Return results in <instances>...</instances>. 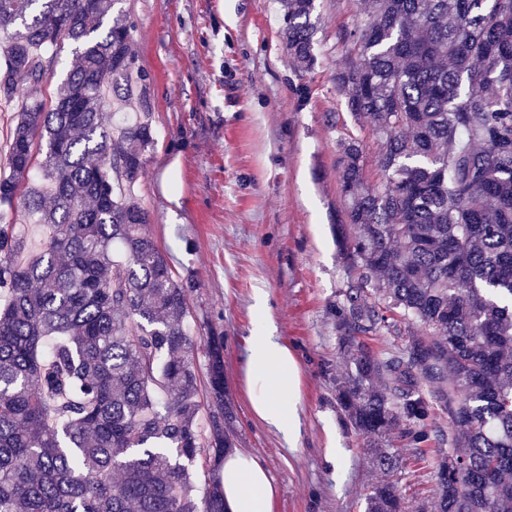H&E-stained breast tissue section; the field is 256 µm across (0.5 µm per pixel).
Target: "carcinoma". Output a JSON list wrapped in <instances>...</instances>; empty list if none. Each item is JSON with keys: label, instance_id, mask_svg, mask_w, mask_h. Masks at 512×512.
I'll return each instance as SVG.
<instances>
[{"label": "carcinoma", "instance_id": "1", "mask_svg": "<svg viewBox=\"0 0 512 512\" xmlns=\"http://www.w3.org/2000/svg\"><path fill=\"white\" fill-rule=\"evenodd\" d=\"M119 2L0 0V97H16L19 76L29 83L0 207L19 201L48 230L31 253L0 224V512H224V337L192 336V286L133 198L151 123L102 118L133 99L149 111ZM285 8L288 57L310 70L315 0ZM363 14L339 34L354 58L335 83L380 143L383 181L365 179L362 140L343 138L336 242L359 275L336 303L337 329L357 347L340 401L385 475L399 456L380 441L398 430L426 442L429 399L444 403L452 446L437 512H512V0H365ZM65 40L74 64L47 103L48 53ZM381 327L407 336L378 359L358 338ZM366 512H402L391 482Z\"/></svg>", "mask_w": 512, "mask_h": 512}]
</instances>
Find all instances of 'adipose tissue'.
<instances>
[{"label": "adipose tissue", "instance_id": "ef3b65f1", "mask_svg": "<svg viewBox=\"0 0 512 512\" xmlns=\"http://www.w3.org/2000/svg\"><path fill=\"white\" fill-rule=\"evenodd\" d=\"M254 311L258 332L251 338L246 364L252 410L259 420L290 439L297 433L296 413L288 403L296 386L297 363L274 334L265 297H257ZM221 476L224 512H274V484L255 457L235 449L226 451Z\"/></svg>", "mask_w": 512, "mask_h": 512}]
</instances>
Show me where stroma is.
<instances>
[{
  "label": "stroma",
  "instance_id": "obj_1",
  "mask_svg": "<svg viewBox=\"0 0 512 512\" xmlns=\"http://www.w3.org/2000/svg\"><path fill=\"white\" fill-rule=\"evenodd\" d=\"M284 0H122L148 76L155 144L134 189L175 278L191 279L193 335L224 338L228 428L277 489L275 512H365L379 477L338 401L353 368L336 303L355 272L332 227L345 219L340 140L361 138L377 184L379 146L357 126L334 76L349 57L338 40L363 0H315L318 63L294 68L281 36ZM264 295L275 333L299 370L296 446L257 420L245 390L254 302ZM422 447L390 442L404 512L434 502L448 449V412L431 411Z\"/></svg>",
  "mask_w": 512,
  "mask_h": 512
}]
</instances>
